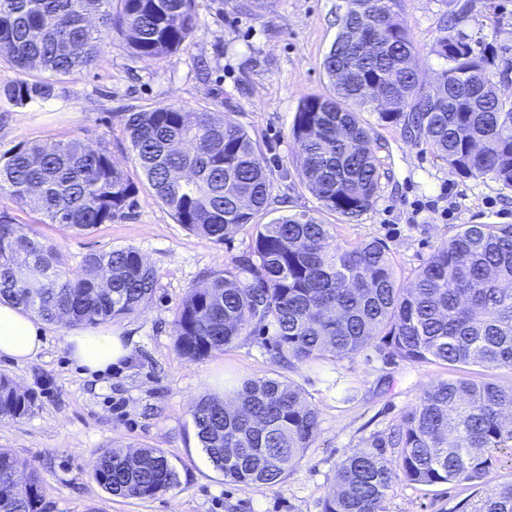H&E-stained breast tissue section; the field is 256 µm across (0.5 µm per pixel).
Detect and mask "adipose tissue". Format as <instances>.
Here are the masks:
<instances>
[{
  "label": "adipose tissue",
  "instance_id": "obj_1",
  "mask_svg": "<svg viewBox=\"0 0 512 512\" xmlns=\"http://www.w3.org/2000/svg\"><path fill=\"white\" fill-rule=\"evenodd\" d=\"M65 345L74 363L89 374H101L126 358L131 345L120 332H71ZM45 347V332L23 307L0 300V356L15 362L34 359Z\"/></svg>",
  "mask_w": 512,
  "mask_h": 512
}]
</instances>
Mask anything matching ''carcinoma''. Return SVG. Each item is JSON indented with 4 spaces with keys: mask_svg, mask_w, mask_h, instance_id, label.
I'll return each instance as SVG.
<instances>
[{
    "mask_svg": "<svg viewBox=\"0 0 512 512\" xmlns=\"http://www.w3.org/2000/svg\"><path fill=\"white\" fill-rule=\"evenodd\" d=\"M0 0V61L18 77L0 83V105L55 97V83L98 66L111 34L135 57L172 56L201 27L197 0ZM405 0H343L339 32L323 59L333 93L302 97L291 128L300 174L322 205L347 219L366 211L380 172L371 129L359 113L402 125L462 175L512 187V102L493 81L496 57L447 27L431 53L435 85L419 82ZM135 161L158 200L187 230L222 244L267 206L271 181L250 136L222 112L188 113L170 103L120 113ZM137 187L104 146L79 140L18 145L0 156V196L50 224L86 231L132 205ZM252 255L178 308L177 354L222 351L257 326L274 327V358L316 365L366 350L412 363L512 369V224H464L432 253L413 284L397 283L388 247L342 246L330 225L307 214L255 225ZM157 271L133 247L91 253L61 267L57 245L0 215V298L53 323H115L141 310ZM33 406L0 375V417ZM200 447L224 477L275 486L319 430L300 388L279 378L247 380L231 403L204 396L192 409ZM397 449L398 464L387 459ZM512 449V384L492 379L432 383L391 443L373 442L339 466L323 512H384L392 483L463 484L487 475L491 452ZM0 448V512H41L45 478L15 479ZM92 477L109 495L147 500L180 486L158 448H111ZM470 512H512V482L492 486Z\"/></svg>",
    "mask_w": 512,
    "mask_h": 512,
    "instance_id": "obj_1",
    "label": "carcinoma"
}]
</instances>
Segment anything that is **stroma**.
<instances>
[{"label":"stroma","mask_w":512,"mask_h":512,"mask_svg":"<svg viewBox=\"0 0 512 512\" xmlns=\"http://www.w3.org/2000/svg\"><path fill=\"white\" fill-rule=\"evenodd\" d=\"M342 0H198L201 29L180 50L158 61L133 56L126 40L109 39L103 63L59 79L54 99L0 108V154L35 141L101 143L137 187L130 213L77 232L44 223L40 214L0 196V213L31 225L55 242L63 268L89 254L136 248L159 280L145 308L118 324L131 353L99 375L83 374L64 345L68 325L44 323L46 346L19 364L0 357V374L34 397L30 413L0 418V448L22 465L36 464L46 479L44 512H322L341 462L401 425L423 390L453 378L440 364L387 359L373 351L314 366L283 367L271 355L273 328L239 337L201 360L178 356L177 309L190 288L201 287L250 255L255 231L244 226L218 244L189 232L154 195L133 159L119 118L128 109L177 103L187 111L229 116L251 136L272 182L266 210L256 221L306 213L333 225L336 241L386 243L398 284L410 286L416 270L447 245L461 224H512V188L484 176L457 174L400 126L374 128L381 173L371 206L350 220L326 210L303 182L291 135L302 97L326 94L322 62L336 38ZM455 0H406L404 20L419 54V70L432 83L439 68L430 50ZM458 28L493 48V76L512 98V0H468ZM282 377L297 385L319 414L311 448L281 483L269 487L225 479L200 447L191 409L217 387L232 390L248 378ZM357 387V400L339 401L332 385ZM158 448L175 465L180 485L151 500L115 497L91 476L94 461L113 447ZM512 481V451L495 452L488 480L431 486L396 481L385 512H469L490 484Z\"/></svg>","instance_id":"1"}]
</instances>
